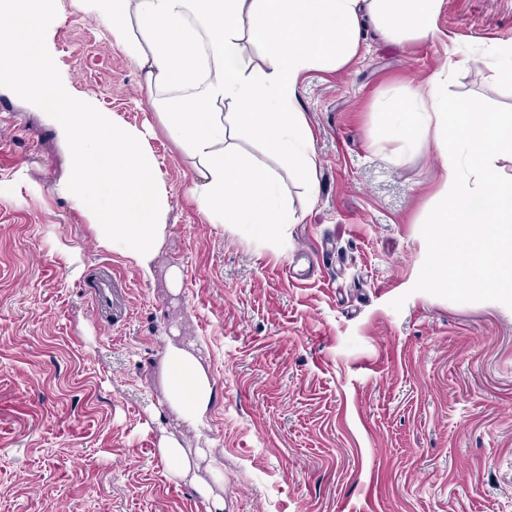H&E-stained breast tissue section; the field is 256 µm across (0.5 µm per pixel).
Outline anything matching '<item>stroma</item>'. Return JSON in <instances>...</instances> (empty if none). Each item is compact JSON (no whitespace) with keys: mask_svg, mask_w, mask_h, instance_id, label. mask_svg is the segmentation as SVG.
I'll use <instances>...</instances> for the list:
<instances>
[{"mask_svg":"<svg viewBox=\"0 0 512 512\" xmlns=\"http://www.w3.org/2000/svg\"><path fill=\"white\" fill-rule=\"evenodd\" d=\"M508 41L512 0H445L427 40L370 34L348 67L310 72L317 191L285 179L301 221L278 253L198 211L138 68L60 0L59 72L149 129L169 237L147 280L100 247L55 191L65 147L0 87V512H205L167 475L166 431L224 512H512V285L431 282L439 153L387 137L384 116L450 57L449 97L512 113V84L470 60ZM103 265L130 290L120 322L87 298ZM170 342L193 345L214 381L203 433L161 411Z\"/></svg>","mask_w":512,"mask_h":512,"instance_id":"35a3bbf8","label":"stroma"}]
</instances>
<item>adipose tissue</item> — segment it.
I'll list each match as a JSON object with an SVG mask.
<instances>
[{"mask_svg": "<svg viewBox=\"0 0 512 512\" xmlns=\"http://www.w3.org/2000/svg\"><path fill=\"white\" fill-rule=\"evenodd\" d=\"M100 18L105 38L132 60L158 114L193 173L192 197L210 223L277 251L288 248L297 210L283 177L315 193L314 132L298 98L305 76L338 71L358 55L365 29L389 41L433 35L445 0H72ZM261 54L253 63L245 50ZM447 71L430 76L389 114L394 133L434 142L442 158L434 223L452 227L435 247L431 274L486 284L473 270L491 265L512 282V113L485 112L449 98ZM247 135L279 159L276 171L244 154ZM165 402L178 419L208 424L214 382L193 351L168 345L161 365ZM158 455L172 477L189 480L206 512L224 499L193 476L179 440L162 436Z\"/></svg>", "mask_w": 512, "mask_h": 512, "instance_id": "ef3b65f1", "label": "adipose tissue"}]
</instances>
